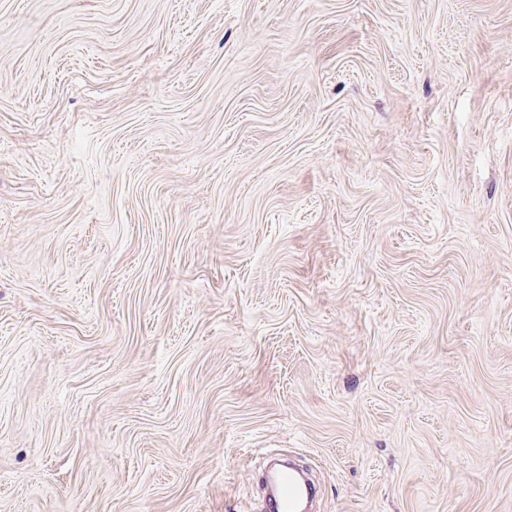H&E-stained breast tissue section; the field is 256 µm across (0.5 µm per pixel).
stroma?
Wrapping results in <instances>:
<instances>
[{"label":"stroma","instance_id":"35a3bbf8","mask_svg":"<svg viewBox=\"0 0 512 512\" xmlns=\"http://www.w3.org/2000/svg\"><path fill=\"white\" fill-rule=\"evenodd\" d=\"M512 512V0H0V512ZM306 494L307 490L297 474L282 471L271 481L269 508H275L277 512H304L306 509L301 504Z\"/></svg>","mask_w":512,"mask_h":512}]
</instances>
